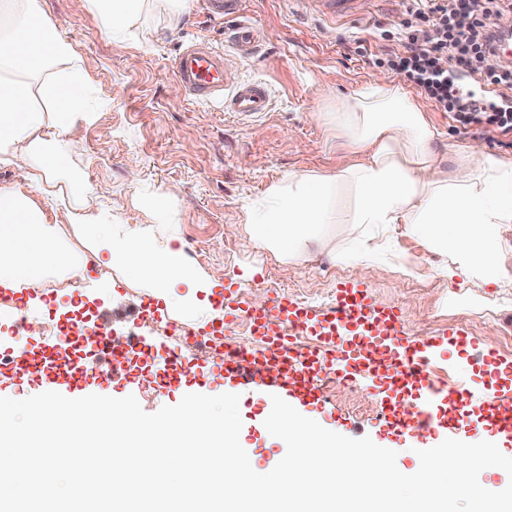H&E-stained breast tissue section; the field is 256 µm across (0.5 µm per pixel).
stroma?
<instances>
[{"label": "stroma", "instance_id": "1", "mask_svg": "<svg viewBox=\"0 0 512 512\" xmlns=\"http://www.w3.org/2000/svg\"><path fill=\"white\" fill-rule=\"evenodd\" d=\"M410 6L411 0H359L361 20L323 21L302 0H241V11L261 23L264 42L257 55L237 58V74L244 80H265L272 98L270 111L243 117L225 111L223 100L198 104L175 89L170 60L183 45L224 46L225 22L208 14L203 0H194L174 28L158 25L133 45L115 43L102 33L83 0H38L45 22L56 27L96 85L112 98L111 110L82 129L74 144L73 158L92 189L90 204L113 203L123 208L128 223L147 224L152 220L147 191L178 185L179 233L192 263L222 284L239 286L245 299L257 290L268 298L285 292L312 308H326L337 284L353 280L350 266L325 251L302 264H283L230 229L239 221L243 200L261 197L286 174L333 172L348 163L347 147L313 123L310 114L381 74L378 62L398 49ZM417 101L439 134L441 155L477 142L491 153L512 157V132L466 130L425 96ZM133 170L140 183L130 181ZM394 248L418 267V276L402 279L383 273L371 281V292L375 300L403 310L413 336L430 338L462 328L512 354L511 287L478 280L448 284L433 276L436 257L415 239L397 236ZM84 265L79 290L51 280L32 291L30 315L58 319L77 306L87 330L105 331L113 341L126 343L129 318L147 293L126 287L92 255H85ZM165 324L140 329L138 339L148 351L132 355L126 375L113 374L97 348L87 350L97 373L88 379L85 394L132 395L149 413L178 404L188 393L238 394L242 445L257 469H267L281 451L261 435L272 408L270 390L205 373L211 357L189 346L176 347ZM174 350L184 375L180 383L165 385L161 377ZM322 394V404L299 406V413L344 436H367L381 447L402 449L405 469H416L419 451L442 441L438 435L389 434L386 403L364 382H355L350 391L329 382Z\"/></svg>", "mask_w": 512, "mask_h": 512}]
</instances>
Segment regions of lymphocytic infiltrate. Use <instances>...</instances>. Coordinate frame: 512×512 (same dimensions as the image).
I'll return each instance as SVG.
<instances>
[{
    "label": "lymphocytic infiltrate",
    "instance_id": "lymphocytic-infiltrate-1",
    "mask_svg": "<svg viewBox=\"0 0 512 512\" xmlns=\"http://www.w3.org/2000/svg\"><path fill=\"white\" fill-rule=\"evenodd\" d=\"M511 9L504 0H457L450 12L442 0H424L403 22L404 52L391 54L386 64L462 128L511 132L512 64H486L495 53L490 23ZM464 75L495 87L496 97L486 101L465 93L460 83Z\"/></svg>",
    "mask_w": 512,
    "mask_h": 512
}]
</instances>
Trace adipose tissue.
I'll return each mask as SVG.
<instances>
[{
	"label": "adipose tissue",
	"instance_id": "obj_1",
	"mask_svg": "<svg viewBox=\"0 0 512 512\" xmlns=\"http://www.w3.org/2000/svg\"><path fill=\"white\" fill-rule=\"evenodd\" d=\"M191 0H85L87 11L117 43L135 42L163 18L178 21ZM56 29L41 23L36 0H0V288L37 287L79 265L81 251L123 274L128 284L171 300L177 284L209 300L217 278L186 258L175 226L179 188L151 196L159 220L126 223L120 209L88 202L83 172L72 160L77 132L111 108ZM354 159L333 172L291 173L245 202L239 226L254 248L284 263L306 260L310 246L352 262L363 280L378 277L379 257L395 232L441 257L439 277L499 284L512 278L498 261L499 228L512 224V158L481 145L455 150L444 167L436 130L412 92L387 75L313 113ZM66 216L50 220L43 201ZM346 227L342 245L325 229Z\"/></svg>",
	"mask_w": 512,
	"mask_h": 512
}]
</instances>
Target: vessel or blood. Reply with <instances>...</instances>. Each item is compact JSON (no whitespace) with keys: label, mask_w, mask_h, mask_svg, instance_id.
Here are the masks:
<instances>
[{"label":"vessel or blood","mask_w":512,"mask_h":512,"mask_svg":"<svg viewBox=\"0 0 512 512\" xmlns=\"http://www.w3.org/2000/svg\"><path fill=\"white\" fill-rule=\"evenodd\" d=\"M318 12L336 18L357 13V0H316ZM239 0H205L213 16L233 20L234 54L203 42L183 46L172 62L174 75L193 101L223 98L224 109L250 116L269 111L270 91L259 80H238L234 56L250 55L262 37V28L251 19H239ZM248 321L253 335L264 337L276 354L271 374L289 398L305 404L322 400L320 376L334 372L338 378L375 382L389 402L388 429L405 436L412 433L449 434L483 431L512 447V357L495 346L479 342L470 332L452 330L430 338L411 337L402 311L382 305L370 296L367 285L344 281L336 288L333 307L314 309L285 295L269 306L255 308L245 300L224 308L222 326L232 330ZM314 337L315 347L291 345L290 335ZM108 355L113 372L125 371L128 349L102 337L97 345ZM451 352L474 359L484 392L476 396L469 387H449L430 367L437 355ZM14 377L36 378L52 390L76 392L90 376L82 356L60 359L57 350L44 347L25 351L11 368Z\"/></svg>","instance_id":"obj_1"}]
</instances>
